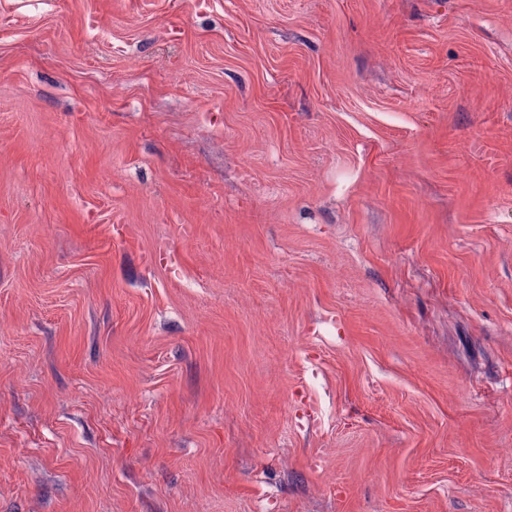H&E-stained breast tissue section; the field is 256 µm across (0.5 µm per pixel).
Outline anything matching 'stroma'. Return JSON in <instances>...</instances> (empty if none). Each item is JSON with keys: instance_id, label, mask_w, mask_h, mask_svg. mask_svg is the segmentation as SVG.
<instances>
[{"instance_id": "1", "label": "stroma", "mask_w": 512, "mask_h": 512, "mask_svg": "<svg viewBox=\"0 0 512 512\" xmlns=\"http://www.w3.org/2000/svg\"><path fill=\"white\" fill-rule=\"evenodd\" d=\"M0 512H512V0H0Z\"/></svg>"}]
</instances>
